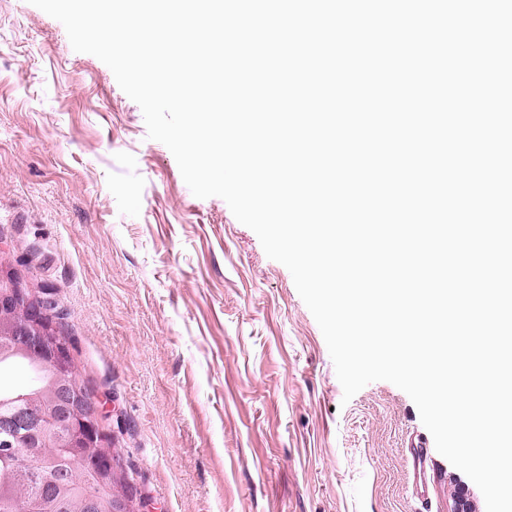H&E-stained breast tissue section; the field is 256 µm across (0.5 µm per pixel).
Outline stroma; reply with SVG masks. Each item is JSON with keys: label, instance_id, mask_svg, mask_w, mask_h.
Segmentation results:
<instances>
[{"label": "stroma", "instance_id": "stroma-1", "mask_svg": "<svg viewBox=\"0 0 512 512\" xmlns=\"http://www.w3.org/2000/svg\"><path fill=\"white\" fill-rule=\"evenodd\" d=\"M0 245L63 311L152 512H451L462 486L486 512L403 390L344 400L290 271L192 194L111 69L29 0H0Z\"/></svg>", "mask_w": 512, "mask_h": 512}]
</instances>
